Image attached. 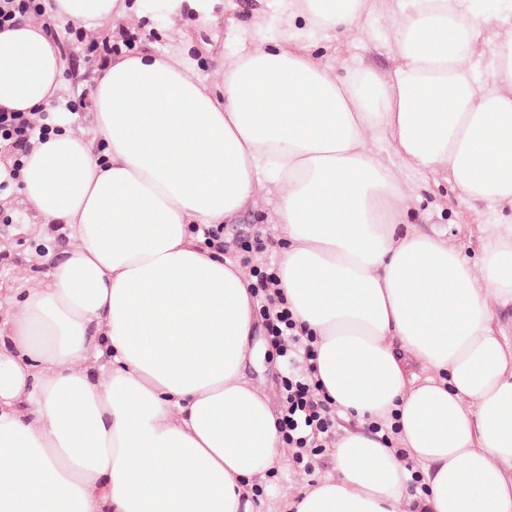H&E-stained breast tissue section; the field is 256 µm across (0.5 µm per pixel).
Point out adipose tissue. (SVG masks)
<instances>
[{"label":"adipose tissue","mask_w":512,"mask_h":512,"mask_svg":"<svg viewBox=\"0 0 512 512\" xmlns=\"http://www.w3.org/2000/svg\"><path fill=\"white\" fill-rule=\"evenodd\" d=\"M391 2L386 73L323 54L378 0H272L268 24L229 22L208 83L191 50L215 0H163L180 46L113 55L90 128L33 140L19 191L68 247L0 324V512H252L285 460L244 375L256 302L189 227L264 203L316 376L357 424L282 512H512V0ZM146 16L49 0L0 30V110L61 100L49 23L98 38ZM411 171L496 205L479 260L408 223ZM391 420L390 448L363 429Z\"/></svg>","instance_id":"ef3b65f1"}]
</instances>
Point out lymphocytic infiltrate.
I'll return each mask as SVG.
<instances>
[{"mask_svg":"<svg viewBox=\"0 0 512 512\" xmlns=\"http://www.w3.org/2000/svg\"><path fill=\"white\" fill-rule=\"evenodd\" d=\"M55 127L48 113L31 117L26 112H0V152L9 153L12 174L23 167L32 139L46 140ZM250 288L271 342L288 364L282 380V415L279 430L285 447L303 471L309 459L328 447L336 437V412L332 400L316 379L314 336L299 330L288 303L278 289L279 277L272 268H252Z\"/></svg>","mask_w":512,"mask_h":512,"instance_id":"lymphocytic-infiltrate-1","label":"lymphocytic infiltrate"}]
</instances>
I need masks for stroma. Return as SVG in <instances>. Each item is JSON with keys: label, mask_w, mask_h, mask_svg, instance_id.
Segmentation results:
<instances>
[{"label": "stroma", "mask_w": 512, "mask_h": 512, "mask_svg": "<svg viewBox=\"0 0 512 512\" xmlns=\"http://www.w3.org/2000/svg\"><path fill=\"white\" fill-rule=\"evenodd\" d=\"M269 13L268 0H232L231 7H215L212 19L199 29V41L204 47L199 60L201 78L212 81L214 71L223 59L222 40L227 33L228 18L257 25L268 19ZM387 22L386 14H379L369 33L358 36L354 44L337 47L330 57L331 64L341 67L359 63L375 72H384L391 62ZM52 30L75 41L73 50L65 56L64 100L90 97L93 79L104 66L103 59L86 56L82 43L75 40L73 26L56 24ZM410 179L418 185L420 196L410 213V222L427 234L446 233L468 258L477 259L486 243L484 226L492 218L489 205L459 194L442 178L434 181L414 173ZM6 212L12 221L0 223V303L4 305L9 302L7 289L19 287L31 272L36 271L38 258L49 253L62 256L67 247L64 235H38L33 215L18 190H10ZM223 237L225 258L244 268L273 267L278 263L282 237L263 212L244 210L233 221L225 223ZM251 344L253 353L245 364L244 374L247 379L272 387V405L280 407L279 390L288 366L272 346L263 321H256ZM311 463L313 472L309 475L290 459L281 468L273 470L263 482L260 494L253 499L254 512H269L298 488L315 484L333 471L329 453L312 457Z\"/></svg>", "instance_id": "stroma-1"}]
</instances>
